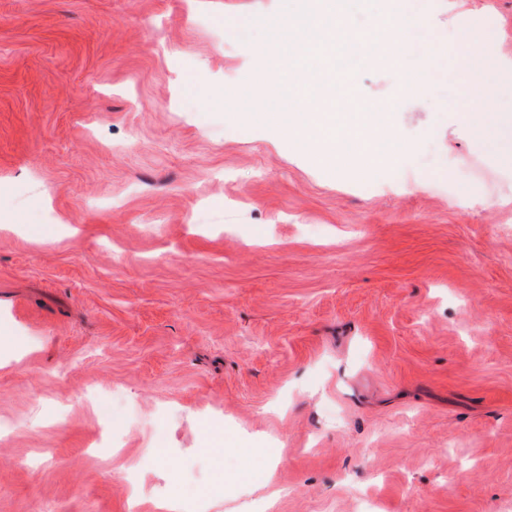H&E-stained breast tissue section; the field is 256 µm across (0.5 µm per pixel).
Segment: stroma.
Masks as SVG:
<instances>
[{"label": "stroma", "instance_id": "stroma-1", "mask_svg": "<svg viewBox=\"0 0 512 512\" xmlns=\"http://www.w3.org/2000/svg\"><path fill=\"white\" fill-rule=\"evenodd\" d=\"M304 4L332 28L334 0H0V512H261L213 492L240 456L208 429L280 449L271 512H512V164L447 64L475 33L512 113V0L347 7L420 34L399 68L343 50L397 102L357 176L281 131Z\"/></svg>", "mask_w": 512, "mask_h": 512}]
</instances>
